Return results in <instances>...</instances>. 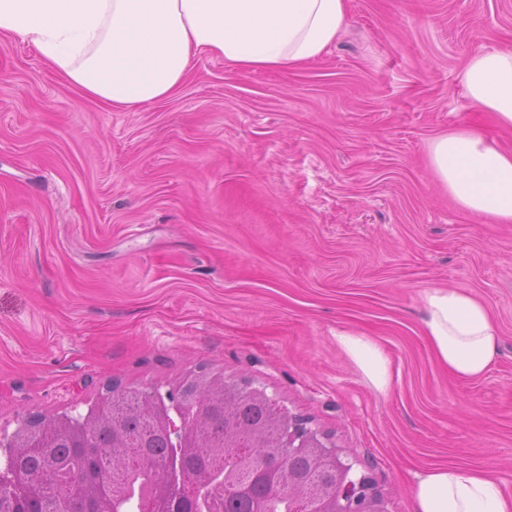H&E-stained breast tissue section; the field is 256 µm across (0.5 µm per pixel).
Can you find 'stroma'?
<instances>
[{
	"label": "stroma",
	"instance_id": "35a3bbf8",
	"mask_svg": "<svg viewBox=\"0 0 512 512\" xmlns=\"http://www.w3.org/2000/svg\"><path fill=\"white\" fill-rule=\"evenodd\" d=\"M489 49L512 50V0H347L316 60L202 54L173 96L118 110L0 37V432L205 364L308 418L390 512L435 465L512 494V223L460 209L429 164L475 116L463 72ZM438 286L499 325L482 377L422 332ZM340 331L377 343L387 393Z\"/></svg>",
	"mask_w": 512,
	"mask_h": 512
}]
</instances>
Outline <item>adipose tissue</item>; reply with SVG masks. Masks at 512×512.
Masks as SVG:
<instances>
[{
	"instance_id": "1",
	"label": "adipose tissue",
	"mask_w": 512,
	"mask_h": 512,
	"mask_svg": "<svg viewBox=\"0 0 512 512\" xmlns=\"http://www.w3.org/2000/svg\"><path fill=\"white\" fill-rule=\"evenodd\" d=\"M346 19V0H0V35H20L86 98L132 109L172 96L197 55L243 71L300 66L320 58ZM472 104L512 130V51L470 57ZM429 159L457 206L512 223V150L468 123L436 138ZM422 328L438 361L479 378L495 364L500 331L487 304L464 288L424 294ZM337 343L373 388L391 384L388 362L368 337ZM415 512H512V495L487 470L435 466L412 488Z\"/></svg>"
}]
</instances>
